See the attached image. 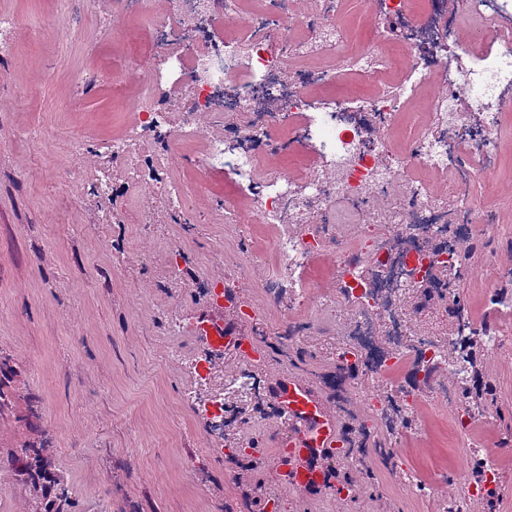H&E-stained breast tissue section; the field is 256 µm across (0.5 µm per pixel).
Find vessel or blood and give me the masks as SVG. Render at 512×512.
<instances>
[{
  "label": "vessel or blood",
  "instance_id": "obj_1",
  "mask_svg": "<svg viewBox=\"0 0 512 512\" xmlns=\"http://www.w3.org/2000/svg\"><path fill=\"white\" fill-rule=\"evenodd\" d=\"M279 413L288 422V437L280 453L291 467L292 483L304 490L325 480V473L313 466L314 458L334 450L339 442L336 419L312 392L309 385L288 378L276 390Z\"/></svg>",
  "mask_w": 512,
  "mask_h": 512
}]
</instances>
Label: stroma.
<instances>
[{
    "mask_svg": "<svg viewBox=\"0 0 512 512\" xmlns=\"http://www.w3.org/2000/svg\"><path fill=\"white\" fill-rule=\"evenodd\" d=\"M17 18L38 37L0 35V512H261L262 490L278 497L282 512H337L330 491L300 492L282 477L279 444L288 425L272 386L292 374L330 400L343 338L317 308L303 313V336H285L294 311L287 299L271 302L264 288L278 273L275 228L214 223L199 201L184 205L180 221L140 230L135 207L151 186L129 183L113 165L114 142L160 158L168 187L196 179L220 202L233 191L229 177L199 176L190 163L199 142L168 157L160 143L138 138L124 102L140 87L142 67H125L82 94L77 74L97 77L146 49L134 23L105 24L78 0H0V26ZM44 127L52 138L33 143L30 133ZM79 142L109 169L117 187L111 199L83 196L94 169L74 168ZM500 149L494 184L478 180L469 191L476 208L490 211L492 227L463 242L470 256L461 271L436 272L468 303L476 326L500 333L499 347L477 358L492 395L473 406L464 433L433 387L418 389L417 416L390 437L413 482L374 464L349 470L336 454L321 459L330 481L358 484L344 512H445L463 477L457 450L471 444L476 455H492L501 493L491 505L469 502L465 512H512V277L496 278L492 266L512 260V111L502 115ZM222 243L229 261L249 264L239 294L254 318L211 307L197 288L172 291L165 278V253L174 246L189 270L224 275L226 263L212 259ZM120 247L132 257L116 267L111 253ZM400 304L411 331L443 341L453 333L437 296L412 288ZM202 319L260 347L263 363L229 346L210 370L200 369L205 340L173 328ZM197 395L223 396L224 442L248 447L247 456L209 452L210 420L197 412ZM53 476L71 486L69 503L56 501Z\"/></svg>",
    "mask_w": 512,
    "mask_h": 512,
    "instance_id": "obj_1",
    "label": "stroma"
}]
</instances>
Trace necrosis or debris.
Masks as SVG:
<instances>
[{
  "instance_id": "4bbe7bcc",
  "label": "necrosis or debris",
  "mask_w": 512,
  "mask_h": 512,
  "mask_svg": "<svg viewBox=\"0 0 512 512\" xmlns=\"http://www.w3.org/2000/svg\"><path fill=\"white\" fill-rule=\"evenodd\" d=\"M197 14L180 9L166 18L150 0H84L87 9L108 6L144 26L151 62L144 81L126 104L142 132L162 134L179 150L205 117L227 112L236 124L206 137L197 158L203 175L228 173L253 202L255 224L279 228L272 251L279 269L266 288L275 295L285 278L301 274L318 255L332 254L341 306L350 316L340 361L361 358L362 373L376 376L408 361L454 371L467 335L448 341L411 332L397 297L427 282L433 268L455 266L461 240L479 232L482 216L464 205L471 184L492 180L497 169L501 115L512 110V0H369L379 24L374 46L351 42L342 0H265L244 12L242 0H193ZM307 66L287 74L288 65ZM352 70L386 78L369 89L347 90L339 77ZM335 89L317 103L311 91ZM188 89V103H173L172 90ZM409 125L410 148L396 151L391 130L399 117ZM374 118L366 136V118ZM286 127L272 140L270 123ZM301 146L316 156L302 178L285 179L262 167L264 159ZM438 176L434 192L409 176L411 167ZM362 219L353 240L338 238V205ZM391 225L384 234L380 225ZM185 254L170 252L165 271L181 289L202 288L221 305L224 281L185 278ZM389 325L380 346L373 316Z\"/></svg>"
}]
</instances>
